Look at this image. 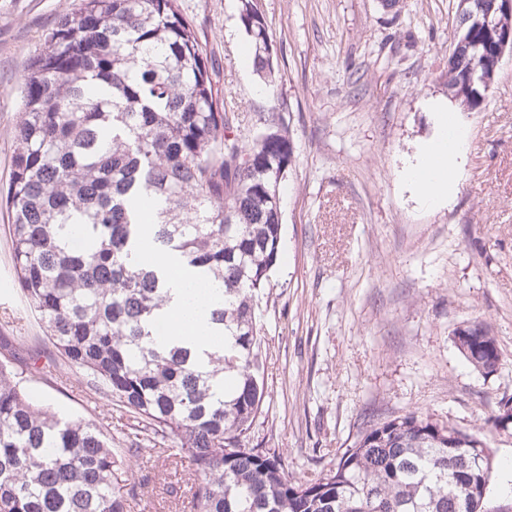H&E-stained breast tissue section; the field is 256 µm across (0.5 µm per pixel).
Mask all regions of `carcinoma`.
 <instances>
[{
	"mask_svg": "<svg viewBox=\"0 0 512 512\" xmlns=\"http://www.w3.org/2000/svg\"><path fill=\"white\" fill-rule=\"evenodd\" d=\"M239 2L254 72L271 84L266 20ZM471 33L476 51L448 67V86L473 110L487 92L470 75L489 71L497 36L482 19ZM219 83L179 0H78L47 33L20 76L6 194L13 269L54 348L34 372L77 368L90 394L178 447L196 512H499L487 507L486 443L429 413L370 425L310 481L242 443L264 405L256 296L279 257L280 187L294 149L276 100L243 135ZM148 199L160 204L156 250L224 282V305L211 313L224 353L206 363L185 342L153 338L166 282L132 263ZM460 348L478 351L466 359L487 369L499 360L482 323ZM27 372L0 352V512H127L137 485L113 483L124 457L112 438L32 402ZM478 454L485 462L468 465Z\"/></svg>",
	"mask_w": 512,
	"mask_h": 512,
	"instance_id": "1",
	"label": "carcinoma"
}]
</instances>
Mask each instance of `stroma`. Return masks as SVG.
I'll return each instance as SVG.
<instances>
[{
    "label": "stroma",
    "mask_w": 512,
    "mask_h": 512,
    "mask_svg": "<svg viewBox=\"0 0 512 512\" xmlns=\"http://www.w3.org/2000/svg\"><path fill=\"white\" fill-rule=\"evenodd\" d=\"M220 67L226 111L257 130L270 97L288 123L294 163L281 191L280 258L261 298L266 400L244 439L280 452L289 477L335 468L375 422L414 411L481 433L493 454L488 503L512 493V429L487 425L512 397V56L470 111L448 93L457 0H259L277 54L274 92L242 63L237 0H180ZM77 0H0V188L20 116L19 77ZM455 111L468 138L455 196L422 205L407 168L437 129L427 105ZM464 322L488 325L501 350L489 375L453 342ZM25 337L18 361L53 346L12 270L0 206V343ZM32 399L95 424L124 449L136 420L91 397L76 368L28 376ZM128 512H187V460L151 442L126 456Z\"/></svg>",
    "instance_id": "1"
}]
</instances>
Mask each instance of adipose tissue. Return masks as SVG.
I'll use <instances>...</instances> for the list:
<instances>
[{"label": "adipose tissue", "mask_w": 512, "mask_h": 512, "mask_svg": "<svg viewBox=\"0 0 512 512\" xmlns=\"http://www.w3.org/2000/svg\"><path fill=\"white\" fill-rule=\"evenodd\" d=\"M442 115L438 134L431 139L417 163L407 172V180L427 206L450 203L456 188L454 170L467 140L466 130L442 112L441 103H433ZM157 267L168 270V299L158 311L153 332L158 341H190L197 351H214L224 344L209 321V313L224 301V288L197 280L180 265L178 257L156 254Z\"/></svg>", "instance_id": "adipose-tissue-1"}]
</instances>
